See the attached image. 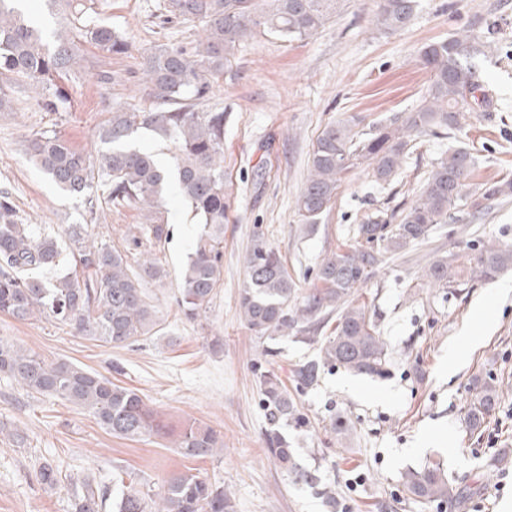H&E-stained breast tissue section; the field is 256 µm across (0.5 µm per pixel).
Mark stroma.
<instances>
[{
  "instance_id": "1",
  "label": "stroma",
  "mask_w": 512,
  "mask_h": 512,
  "mask_svg": "<svg viewBox=\"0 0 512 512\" xmlns=\"http://www.w3.org/2000/svg\"><path fill=\"white\" fill-rule=\"evenodd\" d=\"M84 2L89 19L111 26L129 50L111 56L80 44L83 61L58 80L66 100L54 111L37 104L28 82L7 84L12 109L0 112V191L11 197L19 222L46 225L60 237L94 208L89 232L121 248L143 224V213L99 192L89 201L62 192L29 163L26 144L56 134L96 153L97 128L113 107L153 106L141 81L144 55L159 45L194 46L202 23L168 12L167 0ZM374 10V0H346L304 40L256 34L214 79L209 98L195 102V111L224 115V281L198 319L184 316L177 297L180 268L199 227L173 189L165 197L172 236L152 249L164 275L144 284L157 333L115 347L42 316L20 321L0 314L1 341L113 376L174 430L192 423L215 429L222 452L186 458L170 436L114 437L87 411L28 396L1 378L0 512H68L77 477L158 493L180 471L224 487L234 512H329L317 485L295 480L266 450L254 371L272 369L290 379L317 347L280 339L272 343L274 355L261 356L262 342L245 326L238 304L253 234L262 233L305 288L322 258L351 241L364 215H388L411 203L441 156L436 140L423 139L390 185L378 186L367 165L353 168L312 235L303 234L295 208L322 129L342 121L366 132L415 109L429 80L420 48L464 30L494 45L479 56L477 76L496 108L466 115L456 137L477 158L474 182L512 174V0H420L409 26L393 34L375 27ZM476 238L512 244V203L495 208L474 235L460 233L452 221L435 234L448 252ZM428 251L425 244L414 247L410 262H390L364 287L362 299L375 308L389 344V374L372 378L329 367L316 386L296 395L310 420L308 429L288 432L296 460L302 470L335 481L340 512H433L402 491L403 474L430 460L443 463L460 489L444 512H512V271L451 294L423 280L418 260ZM461 342L467 348L448 369V350ZM116 363L123 368L118 376ZM485 373L497 375L503 393L477 437L466 429L465 411L473 378ZM42 461L61 471L54 491L36 480Z\"/></svg>"
}]
</instances>
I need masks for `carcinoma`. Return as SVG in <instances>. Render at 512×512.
Returning <instances> with one entry per match:
<instances>
[{
  "label": "carcinoma",
  "mask_w": 512,
  "mask_h": 512,
  "mask_svg": "<svg viewBox=\"0 0 512 512\" xmlns=\"http://www.w3.org/2000/svg\"><path fill=\"white\" fill-rule=\"evenodd\" d=\"M417 7L418 0H377L374 22L385 32L401 31ZM168 8L200 20L203 37L189 51L158 48L143 58V80L165 107L114 109L98 130V141L107 149L95 157L55 135H37L26 146L30 161L62 191L87 197L89 209H94L92 193L102 190L114 204L146 212L140 235L131 238L132 249L121 251L96 241L83 225L73 224L63 246L35 225L18 222L8 193L1 192L0 314L18 320L45 315L76 335L116 347L130 346L149 335L157 320L142 285L162 277L163 270L148 258L135 274L128 259L130 251L145 242L152 247L170 240L164 194L172 180L200 225L180 275L177 302L185 316L192 319L207 307L223 282L224 113L195 112L187 101L209 95L212 80L240 42L259 30L288 40L308 38L337 12L340 0H169ZM78 32L84 42L110 54L122 55L129 49L128 41L108 25L90 22L80 25ZM480 43L479 35L465 32L423 45L420 58L430 76L420 104L377 127L371 136L359 138L343 122L325 126L296 199L306 234L317 231L318 218L355 165L368 162L375 182L388 185L417 139H446L461 130L465 113L488 115L495 109L493 98L477 80ZM78 51L66 32L57 30L49 38L35 19L16 6V0H0V75L45 89L72 69ZM141 129L174 141L170 167L161 166L152 151L134 144ZM475 170L476 158L467 147L448 148L408 207L388 218L364 216L353 229L354 243L341 244L323 258L312 286L302 291L288 276L279 251L269 247L261 233L253 234L244 260L246 281L239 294L247 328L259 339L301 334L304 340L319 344L318 355L294 370L292 390L273 370L257 373L267 451L295 478L319 480L298 468L283 432L290 423L308 427L293 391L317 385L327 366L356 375L388 373V343L375 312L359 301L361 287L379 266L405 257L410 248L425 242L459 202H465L467 219L473 222L493 206L512 201L511 175L472 188L469 180ZM393 219L397 223H391ZM66 251L81 271L44 277L45 271L64 263ZM433 253L422 277L450 292H462L477 281H492L512 269V244L492 242L450 253L436 248ZM331 321L335 322L333 335H318ZM0 377L33 396L60 398L88 411L117 438L169 433L167 424L137 391L71 362L48 363L30 349L0 341ZM472 391L465 424L470 433L480 435L498 403L497 378H475ZM175 445L181 455L200 458L215 454L223 441L214 429L198 424L181 430ZM36 477L46 490L61 482L60 471L50 462L39 466ZM71 486L70 512H104L109 501L112 512H233L229 493L189 472L172 474L154 497L133 487L113 497L108 486L84 478L71 480ZM404 489L417 501L437 508L459 493L438 463L408 471Z\"/></svg>",
  "instance_id": "cac0c4a2"
}]
</instances>
